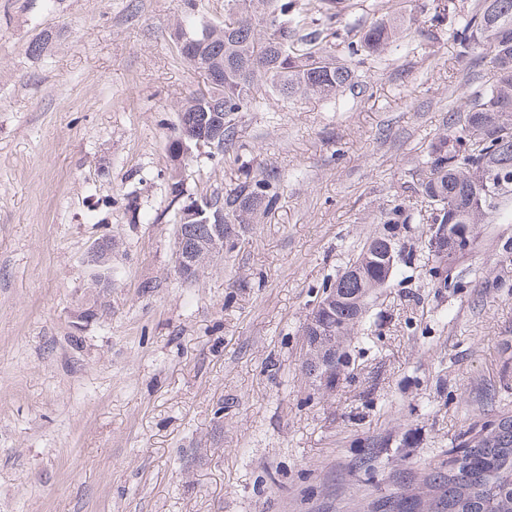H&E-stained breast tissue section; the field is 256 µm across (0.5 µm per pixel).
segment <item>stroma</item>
Returning <instances> with one entry per match:
<instances>
[{
  "mask_svg": "<svg viewBox=\"0 0 512 512\" xmlns=\"http://www.w3.org/2000/svg\"><path fill=\"white\" fill-rule=\"evenodd\" d=\"M429 2L397 0L407 34L359 67L365 92L243 113L238 153L187 161L193 197L245 165L280 176L267 217L187 282L168 189L201 85L172 36L183 0H0V512H363L512 412V219L477 225L439 278L427 224L406 225L335 388L302 367L323 283L395 204L426 210L420 160L493 79Z\"/></svg>",
  "mask_w": 512,
  "mask_h": 512,
  "instance_id": "obj_1",
  "label": "stroma"
}]
</instances>
